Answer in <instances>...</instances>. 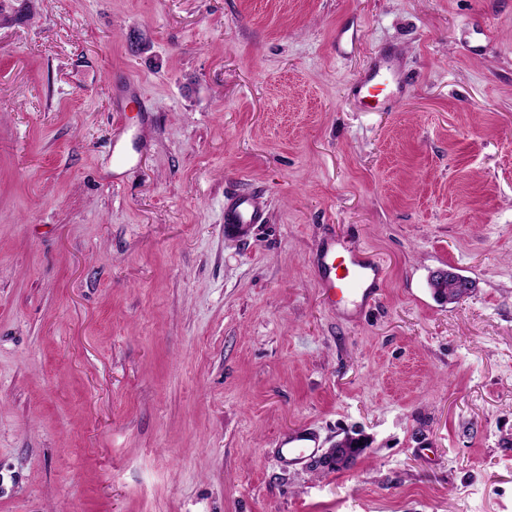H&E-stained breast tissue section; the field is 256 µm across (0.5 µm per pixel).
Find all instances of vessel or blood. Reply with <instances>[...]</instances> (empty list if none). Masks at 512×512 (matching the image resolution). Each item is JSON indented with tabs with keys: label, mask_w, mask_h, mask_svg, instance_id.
I'll list each match as a JSON object with an SVG mask.
<instances>
[{
	"label": "vessel or blood",
	"mask_w": 512,
	"mask_h": 512,
	"mask_svg": "<svg viewBox=\"0 0 512 512\" xmlns=\"http://www.w3.org/2000/svg\"><path fill=\"white\" fill-rule=\"evenodd\" d=\"M407 90V81L398 59L391 55L377 57L363 68L354 83L358 98L398 97ZM266 219L265 203L259 195L238 193L224 200V226L238 233L247 232ZM321 288L328 299L338 300L341 307L361 309L379 294L385 280V269L373 252L350 245L329 242L318 263ZM281 464L295 465L317 453L321 447L317 432L302 427L278 439Z\"/></svg>",
	"instance_id": "vessel-or-blood-1"
}]
</instances>
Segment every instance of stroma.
I'll return each mask as SVG.
<instances>
[{
    "label": "stroma",
    "instance_id": "stroma-1",
    "mask_svg": "<svg viewBox=\"0 0 512 512\" xmlns=\"http://www.w3.org/2000/svg\"><path fill=\"white\" fill-rule=\"evenodd\" d=\"M303 425L367 446L281 465ZM0 512H512V0H0ZM407 81L398 59L381 55L363 68L354 83V94L361 100L366 98L398 97L406 93ZM266 219L265 203L254 193H238L224 200V227L237 233L247 232ZM336 247L345 253L337 266ZM317 267L324 295L336 304V295L340 293L338 303L346 310H350L348 305L358 310L370 304L379 295L385 280L384 266L376 254L336 239L326 245Z\"/></svg>",
    "mask_w": 512,
    "mask_h": 512
}]
</instances>
